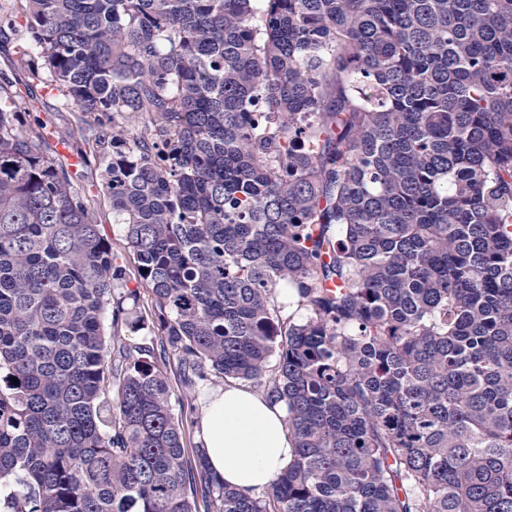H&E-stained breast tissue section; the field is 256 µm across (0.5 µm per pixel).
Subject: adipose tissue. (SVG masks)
I'll return each mask as SVG.
<instances>
[{
  "instance_id": "obj_1",
  "label": "adipose tissue",
  "mask_w": 512,
  "mask_h": 512,
  "mask_svg": "<svg viewBox=\"0 0 512 512\" xmlns=\"http://www.w3.org/2000/svg\"><path fill=\"white\" fill-rule=\"evenodd\" d=\"M197 438L210 471L251 493L270 489L294 457L285 404L233 380L210 389Z\"/></svg>"
}]
</instances>
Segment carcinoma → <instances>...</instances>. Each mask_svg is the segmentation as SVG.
<instances>
[{
  "mask_svg": "<svg viewBox=\"0 0 512 512\" xmlns=\"http://www.w3.org/2000/svg\"><path fill=\"white\" fill-rule=\"evenodd\" d=\"M18 3L94 120L51 141L0 86L7 510L512 512V0ZM76 135L185 388L286 404L264 495L186 468ZM88 163L81 166L76 171L73 183L80 191L94 195L97 199V220L102 229L103 234L109 240L112 247V254L117 265L122 266L127 275L131 277L128 283L129 288H136L137 281L132 277L136 274V261L133 252L128 248L127 242L119 224H115L112 218V208L103 195V167L96 155L89 152L88 146Z\"/></svg>",
  "mask_w": 512,
  "mask_h": 512,
  "instance_id": "obj_1",
  "label": "carcinoma"
}]
</instances>
